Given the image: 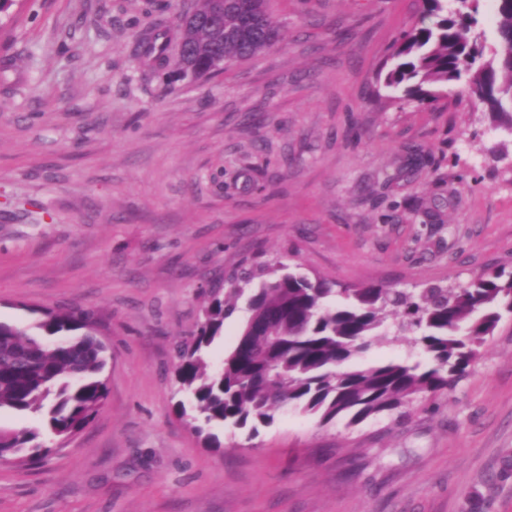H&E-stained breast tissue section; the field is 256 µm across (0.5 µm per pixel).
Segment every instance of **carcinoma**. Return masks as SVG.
I'll return each mask as SVG.
<instances>
[{
	"label": "carcinoma",
	"instance_id": "cac0c4a2",
	"mask_svg": "<svg viewBox=\"0 0 512 512\" xmlns=\"http://www.w3.org/2000/svg\"><path fill=\"white\" fill-rule=\"evenodd\" d=\"M417 22L390 47L376 73L400 102L421 105L464 84L512 131V0H497V42L476 32L481 0H420ZM199 25L179 28L183 77L213 72L217 60L250 59L281 37L268 0H194ZM146 55L167 60V44L144 37ZM203 318L176 347L178 416L193 431L248 429L273 422L285 408L355 425L392 413L417 396L434 397L462 378L500 322L512 316V270L497 267L466 286L429 284L418 292L382 285L335 288L280 262L257 263L224 276L207 291ZM245 300L236 345L213 366L211 346ZM410 337L429 364L386 361L364 369L353 361L378 337ZM108 348L89 312L72 306L40 311L27 326L0 320V411L38 417L35 427L0 426V459L32 463L47 456L45 438L63 445L82 432L107 398L102 377Z\"/></svg>",
	"mask_w": 512,
	"mask_h": 512
}]
</instances>
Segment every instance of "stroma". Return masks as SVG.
Wrapping results in <instances>:
<instances>
[{
    "mask_svg": "<svg viewBox=\"0 0 512 512\" xmlns=\"http://www.w3.org/2000/svg\"><path fill=\"white\" fill-rule=\"evenodd\" d=\"M192 0H18L0 20V319L90 310L108 398L0 512H512V319L447 392L350 425L177 418L201 290L280 261L413 292L512 266V131L375 95L419 0H270L283 39L197 80L144 63Z\"/></svg>",
    "mask_w": 512,
    "mask_h": 512,
    "instance_id": "obj_1",
    "label": "stroma"
}]
</instances>
